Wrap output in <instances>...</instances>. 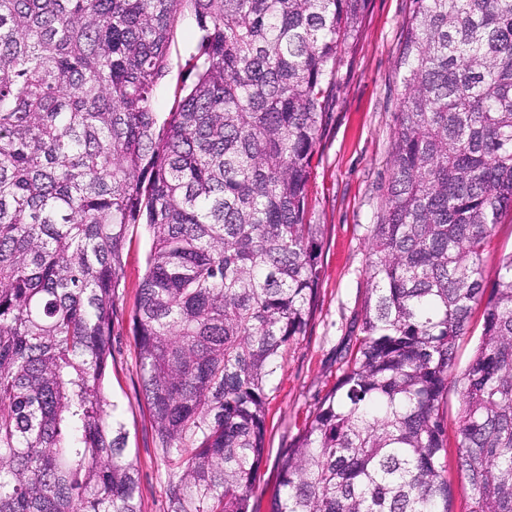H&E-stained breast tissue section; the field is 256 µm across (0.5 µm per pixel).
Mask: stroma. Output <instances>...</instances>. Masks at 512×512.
<instances>
[{
  "instance_id": "1",
  "label": "stroma",
  "mask_w": 512,
  "mask_h": 512,
  "mask_svg": "<svg viewBox=\"0 0 512 512\" xmlns=\"http://www.w3.org/2000/svg\"><path fill=\"white\" fill-rule=\"evenodd\" d=\"M412 9V0H368L359 36L340 64L308 193V219L323 227L317 305L305 335L284 350L282 367L271 383L266 452L250 500L252 512H269L283 449L335 386L360 336L368 296L367 229L379 223L385 206L392 135L404 94L397 56L402 25ZM194 34L192 15H184L169 49L168 73L155 94L158 117H166L172 106ZM150 248L145 226H132L123 252L121 315L112 334V373L106 391L123 410L129 458L139 476L141 512H166L169 471L142 412L139 361L131 330ZM459 405L457 386L449 384L443 412L452 510L468 512L471 492L456 467Z\"/></svg>"
}]
</instances>
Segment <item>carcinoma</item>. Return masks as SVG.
Here are the masks:
<instances>
[{"label":"carcinoma","mask_w":512,"mask_h":512,"mask_svg":"<svg viewBox=\"0 0 512 512\" xmlns=\"http://www.w3.org/2000/svg\"><path fill=\"white\" fill-rule=\"evenodd\" d=\"M367 0H0V512H141L105 394L123 249L167 512H249L283 348L312 317V161ZM191 81L158 123L175 23ZM362 337L278 460L270 512H452L457 341L469 512H512V0H413ZM512 252V221L510 217L497 224L488 238L486 247L487 263L485 266L484 275L486 280L490 283L494 280L497 270L496 261L503 254ZM482 325V310L478 307L473 310L471 317V334L469 336L462 337L457 342L456 348V366L454 369V376H460L468 365L473 348L475 346L478 335L481 331ZM460 397L453 376L448 379V393L444 399L445 442L447 449L448 480L453 488V512H467L471 497L470 489L456 467L458 417Z\"/></svg>","instance_id":"obj_1"}]
</instances>
